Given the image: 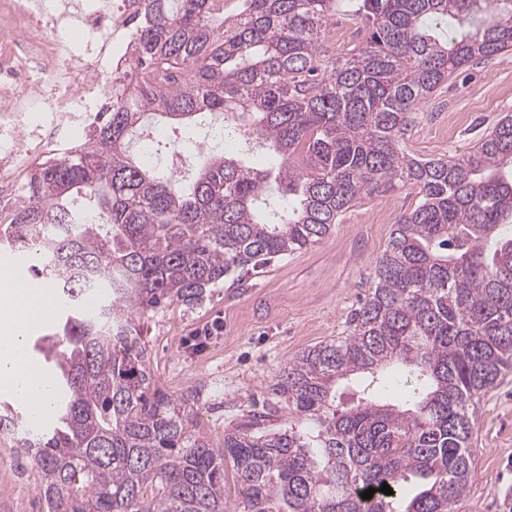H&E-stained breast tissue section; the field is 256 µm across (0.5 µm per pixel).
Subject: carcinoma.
<instances>
[{
  "mask_svg": "<svg viewBox=\"0 0 512 512\" xmlns=\"http://www.w3.org/2000/svg\"><path fill=\"white\" fill-rule=\"evenodd\" d=\"M130 75L77 151L38 162L0 224L61 310L45 338L53 419L0 415L46 512H452L477 404L512 371V115L461 156L404 148L448 77L512 49V0H362L368 36L325 44L337 0H145ZM208 113L270 168L188 148L184 178L135 136ZM418 188L348 335L307 348L214 444L156 384L141 319L311 246L363 196ZM356 387L341 409L336 388ZM296 414L273 428L281 410ZM388 484L393 494L380 492ZM375 488L371 499L360 493ZM245 497V490L238 481L232 467L224 465V502L228 509H238Z\"/></svg>",
  "mask_w": 512,
  "mask_h": 512,
  "instance_id": "carcinoma-1",
  "label": "carcinoma"
}]
</instances>
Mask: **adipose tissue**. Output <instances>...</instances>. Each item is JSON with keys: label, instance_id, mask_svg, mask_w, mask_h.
Listing matches in <instances>:
<instances>
[{"label": "adipose tissue", "instance_id": "adipose-tissue-1", "mask_svg": "<svg viewBox=\"0 0 512 512\" xmlns=\"http://www.w3.org/2000/svg\"><path fill=\"white\" fill-rule=\"evenodd\" d=\"M35 297V289L20 277L0 274V390L27 401L42 416L49 409L47 378L26 354L28 334L44 318Z\"/></svg>", "mask_w": 512, "mask_h": 512}]
</instances>
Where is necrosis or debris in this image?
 <instances>
[{
	"label": "necrosis or debris",
	"mask_w": 512,
	"mask_h": 512,
	"mask_svg": "<svg viewBox=\"0 0 512 512\" xmlns=\"http://www.w3.org/2000/svg\"><path fill=\"white\" fill-rule=\"evenodd\" d=\"M145 0H0V215L31 152L76 150L138 41Z\"/></svg>",
	"instance_id": "necrosis-or-debris-1"
}]
</instances>
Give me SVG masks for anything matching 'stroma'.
I'll list each match as a JSON object with an SVG mask.
<instances>
[{
	"label": "stroma",
	"instance_id": "1",
	"mask_svg": "<svg viewBox=\"0 0 512 512\" xmlns=\"http://www.w3.org/2000/svg\"><path fill=\"white\" fill-rule=\"evenodd\" d=\"M356 0H340L329 18V49L360 45L364 24ZM512 115V51L453 74L417 110L405 137L429 159L470 151ZM417 188L357 200L330 233L258 272L225 279L202 302L150 314L144 323L150 369L165 392L193 393L192 419L213 443L224 429L269 399L279 371L306 348L349 332L348 319L373 285L377 259ZM473 467L455 512H512V373L481 396ZM29 461L0 439V512H45Z\"/></svg>",
	"mask_w": 512,
	"mask_h": 512
}]
</instances>
